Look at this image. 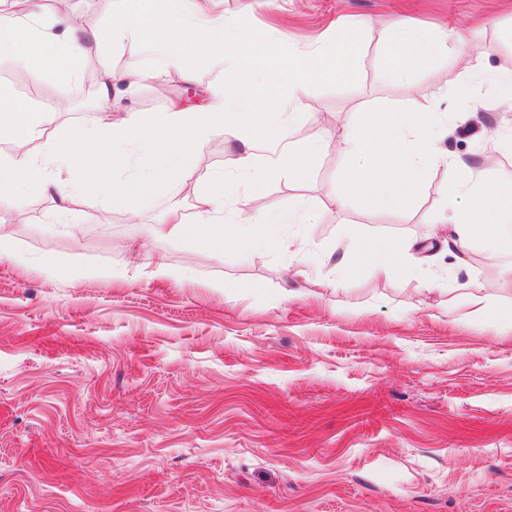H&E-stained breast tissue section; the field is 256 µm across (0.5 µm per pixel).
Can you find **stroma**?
<instances>
[{
    "label": "stroma",
    "mask_w": 512,
    "mask_h": 512,
    "mask_svg": "<svg viewBox=\"0 0 512 512\" xmlns=\"http://www.w3.org/2000/svg\"><path fill=\"white\" fill-rule=\"evenodd\" d=\"M228 36L248 32L270 58L256 97L309 115L297 140L321 138L309 175L264 178L252 213L301 207L283 234L308 246L307 275L288 274V252L197 253L140 229L161 223L166 194L128 212L119 198L76 196L68 211L38 186L0 204V234L26 259L0 261V512H512V332L470 299L487 280L512 275V256L490 260L476 244L466 268L436 256L430 276L464 285L444 293L403 290L402 274L362 268L323 282L347 230L419 238L446 203V169L420 179L405 209L369 210L345 190L351 161L333 134L358 112H401L440 95V112L467 121L442 143L472 169L487 158L512 169L499 140L512 136V0H207ZM430 32H462L447 52L405 77L389 64L384 30L402 14ZM76 15L106 28L100 0H46L44 17ZM350 27L349 74L294 102L288 68L298 51L332 49ZM483 53V67L469 60ZM89 60L151 71L136 44L106 42ZM193 82L143 83L123 105L160 113L188 89L226 94L224 58L186 56ZM0 54V88L74 103L64 121L92 126L82 80L44 74L19 82ZM233 151L213 133L193 160L179 206L194 221L211 177ZM172 274L151 275L156 254Z\"/></svg>",
    "instance_id": "obj_1"
}]
</instances>
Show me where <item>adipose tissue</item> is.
I'll return each instance as SVG.
<instances>
[{
    "label": "adipose tissue",
    "mask_w": 512,
    "mask_h": 512,
    "mask_svg": "<svg viewBox=\"0 0 512 512\" xmlns=\"http://www.w3.org/2000/svg\"><path fill=\"white\" fill-rule=\"evenodd\" d=\"M143 8L121 13L111 24L110 33L90 29L72 17L52 23L41 22L42 0H21L22 10L0 8V52L6 53L33 75L50 72L64 80L80 73L83 57L90 47L113 39L143 45L158 58V75L181 73V55L173 43L191 47L200 62L223 52L242 53L255 75L267 68L262 53L252 51L248 36L231 40L220 38L222 15L198 20L196 0H144ZM393 48L389 71L402 75L414 65L448 48L447 37L415 29L409 18H401L384 32ZM348 55L346 45L335 53L316 48L302 51L288 72V83L296 99L313 95L323 77H341ZM146 75L136 67L120 73L106 72L95 89L97 109L115 112L116 101L132 93ZM227 81L232 99L210 97L203 106L170 102L162 114L128 112L116 122L91 128L61 124L60 109L34 110L24 99L0 98V127H7L15 145L12 153L0 155V202L23 192L32 182L42 190L53 191L60 210H67L77 190L113 191L127 210L161 192L177 193L194 176L191 159L217 131L236 140L234 175L214 177L198 201L194 222H185L179 208H171L162 224H148L143 237L166 239L213 255L237 245L247 250L274 251L283 247L297 257L307 250L300 241L285 242L279 236L281 225L296 223L292 210L256 215L247 210L248 193L242 184L256 167L254 139L275 144L278 155L268 163L269 170L288 169L306 175V154L321 150L310 142L306 152L295 150L288 139V121L296 113L281 116L271 102L260 103L250 84L242 82L237 65H229ZM427 101L406 112L371 113L362 120L347 121L336 137L337 149L356 160L349 186L362 204L375 209L389 204L404 207L414 198L417 173L426 167L456 170L457 158L440 143L448 135L436 111ZM137 151L145 158V172L114 182L113 169L124 153ZM454 198L451 206L433 215L429 237L446 247L459 264H466L475 240H485L502 252L512 251V170L490 161L486 171L474 178H454L448 182ZM418 243H395L389 239L366 242L351 237L348 246L331 270L333 284H340L361 264H368L381 278L391 277L402 267L414 270L418 286L429 281L413 255Z\"/></svg>",
    "instance_id": "obj_1"
}]
</instances>
